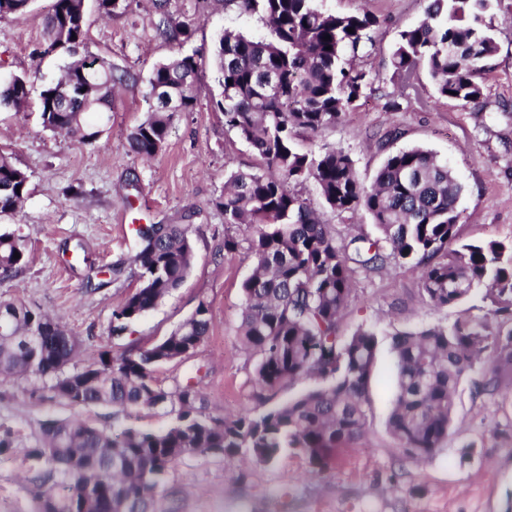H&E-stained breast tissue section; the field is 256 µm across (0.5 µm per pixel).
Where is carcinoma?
<instances>
[{
	"label": "carcinoma",
	"instance_id": "obj_1",
	"mask_svg": "<svg viewBox=\"0 0 512 512\" xmlns=\"http://www.w3.org/2000/svg\"><path fill=\"white\" fill-rule=\"evenodd\" d=\"M31 0H0V19L25 13ZM110 17L129 0H96ZM267 30L253 37L226 29L214 53L221 88L217 108L225 126L250 144L266 171L233 170L215 206L224 223L246 225L240 240L224 230V252L247 243L255 258L243 282L240 336L256 356L254 381L272 394L310 376L320 385L260 413L220 418L203 414L198 390L188 381L168 389L157 369L182 359L208 336V309L195 313L169 336L150 346L125 342L129 323L154 310L190 273L194 248L184 224H142L136 229L140 286L113 311L112 336L124 343L117 357L100 353L76 371L66 367L80 344L57 319L0 301V378L19 374L48 380L39 398L73 407L110 406L127 416L140 407L162 406L171 425L159 432L127 426L109 433L78 419L43 421L40 438L27 450L32 463L33 512H160L158 488L185 457L246 453L272 464L287 449L311 469L325 470L336 452L358 439L368 425L369 386L377 337L359 327L341 335L354 300L358 273L389 264L422 267L420 293L438 307L455 306L484 290L489 316L460 317L449 325L397 331L392 337L397 391L387 421L389 433L416 460L433 457L448 441L461 378L480 368L473 394L512 393V241L459 243L462 191L453 170L436 152L413 146L388 154L365 184L349 153L327 146L314 154L298 139L333 127L372 87L361 64L373 46L378 20L366 13L319 9L315 0H233ZM489 0H428L423 18L400 32L391 57V79L402 95L420 97V70L436 93L463 105L484 96L483 74L497 53L495 26L485 20ZM151 0L155 36L182 45L196 18L165 10ZM354 32H348V29ZM330 40H324L325 35ZM84 0H54L44 20L45 54L70 58L61 76L40 92L44 129L78 144H92L112 111L116 90L131 75L85 49ZM199 65L178 54L158 63L147 81L150 110L129 135L137 156L150 160L163 148L178 112L193 111ZM28 81L0 86V105L20 111ZM313 181L336 217L368 213L373 238L337 240L293 187ZM27 174L0 154V215L16 213L27 194ZM20 258H14V254ZM28 263L24 241L0 233V279ZM35 337L22 347L21 336ZM83 475L92 491L74 478Z\"/></svg>",
	"mask_w": 512,
	"mask_h": 512
}]
</instances>
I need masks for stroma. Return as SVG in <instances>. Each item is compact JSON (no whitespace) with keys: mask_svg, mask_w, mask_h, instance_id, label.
Wrapping results in <instances>:
<instances>
[{"mask_svg":"<svg viewBox=\"0 0 512 512\" xmlns=\"http://www.w3.org/2000/svg\"><path fill=\"white\" fill-rule=\"evenodd\" d=\"M52 0H32L23 15L0 19V84L28 77L32 90L20 111L0 106V153L10 155L28 176L21 210L0 217V233L21 236L33 260L17 277L0 281V300L15 301L60 318L82 351L78 365L112 350V312L140 285L135 230L141 224H184L194 246V264L184 283L158 306L133 321L128 334L138 345L155 343L175 330L198 306H206L210 332L180 361L158 368L168 388L194 378L203 410L213 416L260 411L253 384L255 360L239 333L243 281L253 256L224 251V216L214 205L229 171L256 170L260 158L224 125L214 102L220 88L213 49L224 29L265 35L262 22L222 0H170L174 12L196 10L200 23L192 39L175 47L154 37L150 0H134L130 11L104 20L95 0H85L89 51L128 71L116 94L110 122L98 140L77 144L44 130L39 112L42 87L60 74L62 60L42 55L44 18ZM341 14L367 11L378 18L374 45L365 60L373 92L356 102L336 126L301 139L304 149L346 150L359 178L371 182L388 155L374 134L398 130L396 147L422 146L455 171L463 191L459 233L464 241L512 240V0H491L489 15L499 50L483 75L479 107L438 97L425 84L422 100L402 99L391 80V53L400 31L422 16L425 0H317ZM198 53V100L194 111L175 115L162 151L151 162L135 155L130 132L149 110L146 79L175 52ZM401 99L394 112L387 99ZM121 264L120 276L111 273ZM420 273L408 265L358 274L355 299L343 320V334L373 329L377 359L370 389L369 423L323 472L285 451L277 462L253 464L241 476V461L210 454L185 457L166 479L164 512H512V405L501 396H473L463 376L448 442L431 461L405 456L386 421L396 393L391 335L397 330L450 324L481 317L489 308L482 292L465 302L437 308L422 300ZM44 382L34 376L0 383V426L16 442L0 458V512H31L26 478L28 448L48 418L79 417L112 428L108 407L78 409L39 401Z\"/></svg>","mask_w":512,"mask_h":512,"instance_id":"stroma-1","label":"stroma"}]
</instances>
